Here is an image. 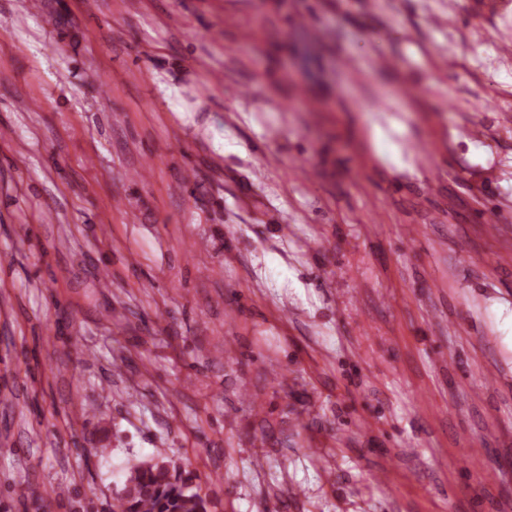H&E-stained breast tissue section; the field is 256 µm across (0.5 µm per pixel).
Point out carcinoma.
<instances>
[{"label": "carcinoma", "instance_id": "cac0c4a2", "mask_svg": "<svg viewBox=\"0 0 512 512\" xmlns=\"http://www.w3.org/2000/svg\"><path fill=\"white\" fill-rule=\"evenodd\" d=\"M112 512H210L209 502L191 479L182 477L160 454L129 467L124 487L112 500Z\"/></svg>", "mask_w": 512, "mask_h": 512}]
</instances>
